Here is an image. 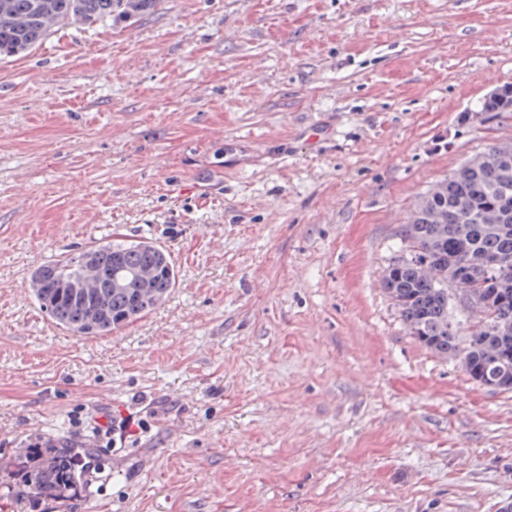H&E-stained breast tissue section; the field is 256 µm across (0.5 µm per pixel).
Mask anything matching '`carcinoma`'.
I'll return each mask as SVG.
<instances>
[{"instance_id": "carcinoma-1", "label": "carcinoma", "mask_w": 512, "mask_h": 512, "mask_svg": "<svg viewBox=\"0 0 512 512\" xmlns=\"http://www.w3.org/2000/svg\"><path fill=\"white\" fill-rule=\"evenodd\" d=\"M159 0H0V58L30 52L56 28L113 17L134 22ZM481 111L512 112V86ZM177 270L167 250L113 239L39 265L30 288L40 310L77 334L110 335L161 305ZM382 287L407 333L459 360L481 386L512 390V142L475 152L420 196L401 225ZM474 317L462 334L457 309Z\"/></svg>"}]
</instances>
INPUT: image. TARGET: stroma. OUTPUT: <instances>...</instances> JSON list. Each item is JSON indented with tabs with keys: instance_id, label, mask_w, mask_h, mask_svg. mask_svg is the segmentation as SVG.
<instances>
[{
	"instance_id": "stroma-1",
	"label": "stroma",
	"mask_w": 512,
	"mask_h": 512,
	"mask_svg": "<svg viewBox=\"0 0 512 512\" xmlns=\"http://www.w3.org/2000/svg\"><path fill=\"white\" fill-rule=\"evenodd\" d=\"M506 84L512 0H162L0 59V465L92 443L83 409L132 425L52 512L512 507V392L381 287L416 199L512 141ZM116 232L176 286L74 335L30 274Z\"/></svg>"
}]
</instances>
